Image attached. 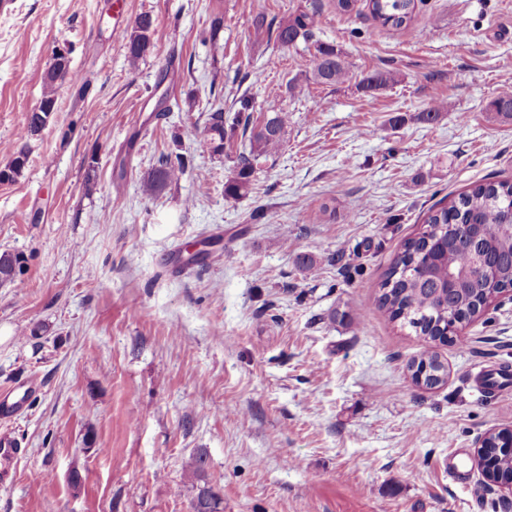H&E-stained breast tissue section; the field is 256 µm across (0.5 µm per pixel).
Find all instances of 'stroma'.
Returning a JSON list of instances; mask_svg holds the SVG:
<instances>
[{
	"instance_id": "obj_1",
	"label": "stroma",
	"mask_w": 512,
	"mask_h": 512,
	"mask_svg": "<svg viewBox=\"0 0 512 512\" xmlns=\"http://www.w3.org/2000/svg\"><path fill=\"white\" fill-rule=\"evenodd\" d=\"M301 10L317 26L293 46L253 26ZM144 13L151 47L133 63L112 29ZM320 42L350 80L313 82ZM60 49L80 80L21 137ZM385 70L393 83L361 88ZM507 86L512 0H417L398 34L366 0H0V170L27 156L0 181V253L20 259L0 284V389L35 383L0 423L21 444L0 464V512H190L199 456L224 512H512L475 448L512 430V376L484 381L512 367V299L448 344L376 304L432 211L512 181V122L485 110ZM243 96L289 121L233 198L245 140L216 153L204 128ZM435 99L439 118L419 121ZM164 155L185 171L147 195ZM427 350L448 367L432 389L408 369Z\"/></svg>"
}]
</instances>
